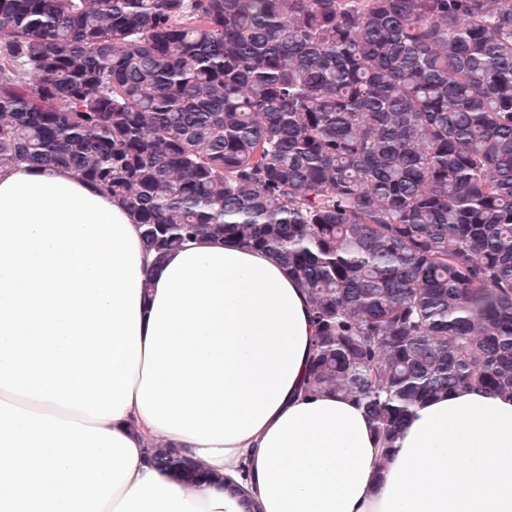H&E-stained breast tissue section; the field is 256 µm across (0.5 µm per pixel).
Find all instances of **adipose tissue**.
I'll return each instance as SVG.
<instances>
[{
	"mask_svg": "<svg viewBox=\"0 0 512 512\" xmlns=\"http://www.w3.org/2000/svg\"><path fill=\"white\" fill-rule=\"evenodd\" d=\"M314 336L272 255L158 258L73 171L0 172V512H244L157 447L258 512H512V398L429 399L385 453L354 401L302 393ZM152 460L164 469H174L190 479L204 475V471L199 465L176 457L172 451L166 448H157Z\"/></svg>",
	"mask_w": 512,
	"mask_h": 512,
	"instance_id": "ef3b65f1",
	"label": "adipose tissue"
}]
</instances>
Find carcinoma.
Listing matches in <instances>:
<instances>
[{
    "mask_svg": "<svg viewBox=\"0 0 512 512\" xmlns=\"http://www.w3.org/2000/svg\"><path fill=\"white\" fill-rule=\"evenodd\" d=\"M24 163L159 258L274 256L316 326L305 390L385 450L429 398L512 395V0H0V170Z\"/></svg>",
    "mask_w": 512,
    "mask_h": 512,
    "instance_id": "1",
    "label": "carcinoma"
}]
</instances>
